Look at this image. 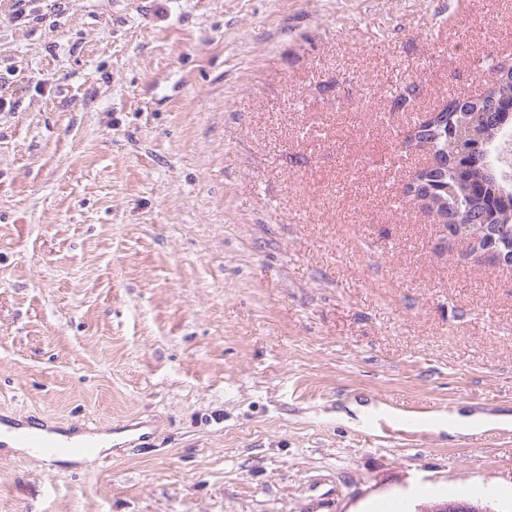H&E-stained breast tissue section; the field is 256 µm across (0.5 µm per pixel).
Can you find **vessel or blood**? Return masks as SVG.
I'll return each instance as SVG.
<instances>
[{
    "label": "vessel or blood",
    "mask_w": 512,
    "mask_h": 512,
    "mask_svg": "<svg viewBox=\"0 0 512 512\" xmlns=\"http://www.w3.org/2000/svg\"><path fill=\"white\" fill-rule=\"evenodd\" d=\"M101 437L96 427L82 430L80 440L75 441L68 433L42 429L36 422L0 420V439L15 441L21 448L34 449L40 456H85L101 446Z\"/></svg>",
    "instance_id": "b4317fda"
}]
</instances>
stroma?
<instances>
[{"instance_id":"obj_1","label":"stroma","mask_w":512,"mask_h":512,"mask_svg":"<svg viewBox=\"0 0 512 512\" xmlns=\"http://www.w3.org/2000/svg\"><path fill=\"white\" fill-rule=\"evenodd\" d=\"M12 3L0 415L149 438L0 449V512H415L468 485L512 512V269L401 206L417 116L512 64V0Z\"/></svg>"}]
</instances>
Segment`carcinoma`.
Returning <instances> with one entry per match:
<instances>
[{"mask_svg":"<svg viewBox=\"0 0 512 512\" xmlns=\"http://www.w3.org/2000/svg\"><path fill=\"white\" fill-rule=\"evenodd\" d=\"M395 93L401 104H409L419 94V86L405 81L396 87ZM504 98L512 101V75L497 78L486 94L464 104L458 114L438 112L428 123L419 125L417 136L433 150L435 162L423 172L422 188L432 195L439 213L449 222L461 216L471 224H487L489 235L499 242L507 257L512 254V223L506 217L493 219L491 215L495 211L503 212L508 206L512 208V195L504 201L493 195L503 182L492 174L483 151H475L463 158V169L448 161V155L453 152L452 141L448 140L449 126H459L465 114L476 112L477 131L491 134L498 131L500 114L505 111Z\"/></svg>","mask_w":512,"mask_h":512,"instance_id":"1","label":"carcinoma"}]
</instances>
